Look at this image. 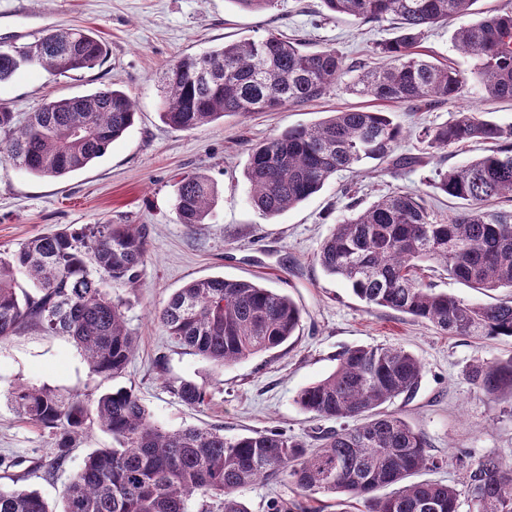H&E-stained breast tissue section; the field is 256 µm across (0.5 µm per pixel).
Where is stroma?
Instances as JSON below:
<instances>
[{"instance_id":"35a3bbf8","label":"stroma","mask_w":512,"mask_h":512,"mask_svg":"<svg viewBox=\"0 0 512 512\" xmlns=\"http://www.w3.org/2000/svg\"><path fill=\"white\" fill-rule=\"evenodd\" d=\"M54 24L91 28L106 45L105 57L94 68L65 77L21 70L0 82V105L23 116L49 100L117 88L133 97L136 115L102 158L66 177L42 178L0 161V255L9 256L36 235L86 224L148 225L149 252L139 287L105 283L136 338L134 356L120 377L104 380L92 374L76 344L65 337L28 329L0 340V488L37 491L56 512L84 459L112 444L108 433L91 428L67 459L53 466L55 432L29 423L8 405L6 393L14 384L60 394L78 391L92 400L125 387L155 424L169 430L220 428L233 437L276 427L307 442L331 423L303 413L297 394L333 371L344 348L384 344L402 346L424 367L413 396L387 406L425 436L439 462L438 468L419 472L418 480L458 486L465 467L483 456L499 455L512 463V397L488 395L467 378L474 363L512 355V339L443 336L429 323L366 306L314 259L352 196L365 208L399 189L423 195L434 218L459 211L460 200L433 187L434 170L463 165L485 154L486 144L449 146L441 163L418 165L397 177L372 162L355 172H337L318 193L273 218L251 206L245 177L251 146L338 111L392 113L403 128L399 153L418 156L420 131L452 120L460 108L511 127L512 100L489 98L472 81L456 103L417 108L354 95L345 76L308 102L184 131L159 117L161 78L176 57L276 30L310 51L336 49L357 67L369 63L374 43L394 36L393 24L332 15L322 0H278L260 12L241 10L234 0H0V45L34 42ZM456 26L453 20L434 26L422 45L439 61L466 70L472 60L454 44ZM182 172L204 173L215 184L216 202L206 223L190 226L178 220L174 184ZM214 275L288 294L302 311L295 336L275 350L221 369L174 342L157 311L186 283ZM424 279L475 304L512 293L469 287L440 268L425 271ZM183 380L206 387L204 406L189 407L174 394ZM240 496L250 512H266L273 497L294 503L293 512H338L334 496L305 493L282 476L246 488Z\"/></svg>"}]
</instances>
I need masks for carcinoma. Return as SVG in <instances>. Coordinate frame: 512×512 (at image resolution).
Here are the masks:
<instances>
[{
	"instance_id": "obj_1",
	"label": "carcinoma",
	"mask_w": 512,
	"mask_h": 512,
	"mask_svg": "<svg viewBox=\"0 0 512 512\" xmlns=\"http://www.w3.org/2000/svg\"><path fill=\"white\" fill-rule=\"evenodd\" d=\"M323 2L332 13L366 22L397 20L396 36L372 49L379 62L353 78L355 94L399 104H449L475 78L489 97L512 99V8L455 30L456 47L473 59L465 72L433 61L420 45L434 24L473 14L476 0ZM103 53L91 32L51 26L30 44L0 46V82L26 68L51 76L92 69ZM349 72L336 49L306 52L270 32L175 60L162 78L160 118L190 131L226 116L273 111L324 94ZM134 118L131 97L113 88L53 100L24 117L0 106V158L40 177L61 178L104 156ZM419 137L430 159L450 145L491 144L465 165L436 170L437 187L463 201L462 210L436 222L421 196L392 191L335 225L315 260L370 307L410 315L448 336L512 338V297L473 304L417 276L429 263L472 288L512 289V208L496 207L512 203V128L460 110ZM401 138V125L380 111L338 112L287 128L249 153L251 203L263 216L275 217L317 193L337 172L367 161L387 164L396 176L421 162L397 153ZM215 194L205 174L183 175L175 190L180 223H205ZM148 235L145 224L68 226L0 258V339L28 327L68 336L91 373L120 376L136 340L103 283L138 285ZM18 273L33 292L17 288ZM158 320L176 343L224 367L288 342L301 309L275 288L213 276L178 289ZM336 361L335 370L302 389L296 403L317 419L352 424L319 432L312 448L281 429L231 438L220 429L168 431L123 388L92 402L78 392L62 398L17 384L7 400L29 421L56 430L59 462L88 424L112 435V447L90 453L71 479L61 512H189L195 495L209 499L204 512H248L239 491L273 475L313 495H339V506L361 497L367 512H460L455 486L409 481L439 462L422 433L385 410L395 398L414 393L423 374L419 359L400 346L381 345L345 349ZM468 379L489 395L512 394V355L477 362ZM175 392L191 407L207 400L206 388L192 381L180 382ZM390 485L397 491L377 495ZM464 486L470 512H512V466L502 457L487 455L469 466ZM0 512L54 510L36 491L1 488Z\"/></svg>"
}]
</instances>
